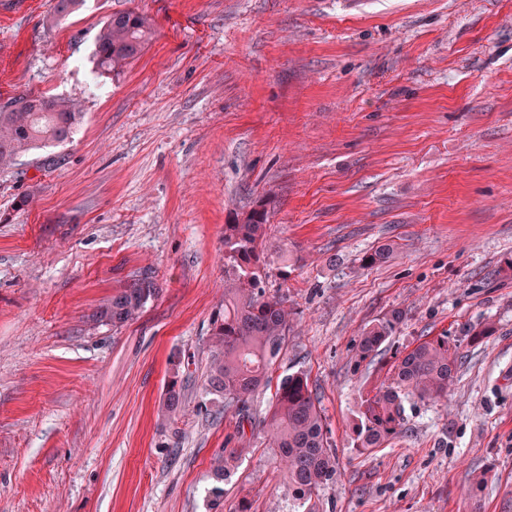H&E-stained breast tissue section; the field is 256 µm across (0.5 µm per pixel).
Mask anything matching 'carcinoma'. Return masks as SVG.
<instances>
[{
    "mask_svg": "<svg viewBox=\"0 0 512 512\" xmlns=\"http://www.w3.org/2000/svg\"><path fill=\"white\" fill-rule=\"evenodd\" d=\"M151 36L146 17L134 11L107 17L95 43L97 67L118 72L145 49ZM77 105L57 97L26 95L0 103V169L33 149L60 145L72 140L81 124ZM268 211L261 205L238 224L224 225V250L231 272L224 280V320L215 324L211 336L214 354L203 384L205 394L248 416L249 399L263 383L280 357L291 330L286 300L267 292L266 262L259 245L265 235ZM159 295L149 273L134 276L107 298L96 312L97 321L121 327L136 320L146 305ZM402 320V312L367 329L357 344L364 361L375 355ZM492 335L489 326L464 325L460 336L424 341L395 359L389 383L362 401L354 424L356 447L379 448L404 433V399L439 401L448 395L461 360L462 342L480 344ZM173 379L162 404L172 419L182 411L178 377L182 360L170 361ZM270 447L286 467L288 484L302 495H310L336 480V455L316 397L302 373L281 379L275 403L264 420ZM485 477L472 478L466 496L469 512H480Z\"/></svg>",
    "mask_w": 512,
    "mask_h": 512,
    "instance_id": "carcinoma-1",
    "label": "carcinoma"
}]
</instances>
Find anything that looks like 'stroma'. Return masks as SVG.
I'll return each mask as SVG.
<instances>
[{
  "label": "stroma",
  "mask_w": 512,
  "mask_h": 512,
  "mask_svg": "<svg viewBox=\"0 0 512 512\" xmlns=\"http://www.w3.org/2000/svg\"><path fill=\"white\" fill-rule=\"evenodd\" d=\"M53 5L0 0V102L84 114L0 172V512H466L478 473L482 512H512V0H85L55 25ZM127 10L152 38L101 72L95 38ZM261 204L293 326L245 422L201 383L224 227ZM145 271L161 291L140 318L97 323ZM466 323L492 334L461 344L447 401L407 398L404 435L357 448L395 358ZM296 372L338 463L308 498L262 427ZM402 320V312L394 310L389 316L367 329L357 344V355L361 361L377 355L380 346L393 334ZM170 364L172 365L173 379L166 389L162 410L169 419H172L182 411V393L180 386H178L177 378L179 377L183 363L181 358L176 356L172 358Z\"/></svg>",
  "instance_id": "1"
}]
</instances>
